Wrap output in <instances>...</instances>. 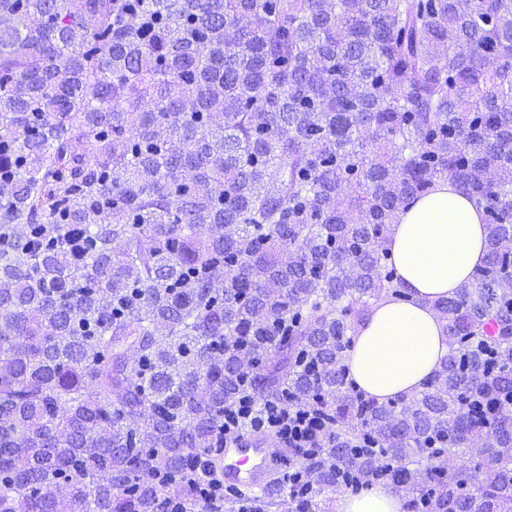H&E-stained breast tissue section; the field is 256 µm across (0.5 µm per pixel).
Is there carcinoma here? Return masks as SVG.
I'll return each mask as SVG.
<instances>
[{
	"mask_svg": "<svg viewBox=\"0 0 512 512\" xmlns=\"http://www.w3.org/2000/svg\"><path fill=\"white\" fill-rule=\"evenodd\" d=\"M510 30L512 0H0V512H210L243 394L329 434L332 467L292 449L296 512L338 465L512 512ZM446 177L487 257L432 301L446 362L380 402L345 360L408 300L388 238ZM448 447L481 476L425 461ZM311 488L312 486L307 480V474L302 468H295L292 472H289L283 495L286 504L285 511L288 512V502L294 504L301 497H307L312 491Z\"/></svg>",
	"mask_w": 512,
	"mask_h": 512,
	"instance_id": "carcinoma-1",
	"label": "carcinoma"
}]
</instances>
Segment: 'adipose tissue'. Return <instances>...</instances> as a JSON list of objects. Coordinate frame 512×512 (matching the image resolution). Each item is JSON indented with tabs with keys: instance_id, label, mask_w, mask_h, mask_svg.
I'll use <instances>...</instances> for the list:
<instances>
[{
	"instance_id": "adipose-tissue-1",
	"label": "adipose tissue",
	"mask_w": 512,
	"mask_h": 512,
	"mask_svg": "<svg viewBox=\"0 0 512 512\" xmlns=\"http://www.w3.org/2000/svg\"><path fill=\"white\" fill-rule=\"evenodd\" d=\"M388 247L409 299L374 307L346 359L349 376L381 402L421 390L446 360V328L431 302L455 296L483 266L486 226L480 209L445 178L400 215ZM336 505L337 512H403V497L381 484L341 494Z\"/></svg>"
}]
</instances>
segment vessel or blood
<instances>
[{
    "mask_svg": "<svg viewBox=\"0 0 512 512\" xmlns=\"http://www.w3.org/2000/svg\"><path fill=\"white\" fill-rule=\"evenodd\" d=\"M220 476L225 485L241 490H263L276 474L277 452L268 441L244 434L226 440Z\"/></svg>",
    "mask_w": 512,
    "mask_h": 512,
    "instance_id": "b4317fda",
    "label": "vessel or blood"
}]
</instances>
